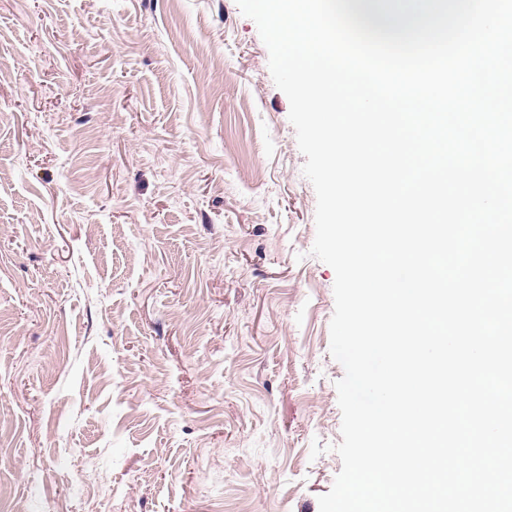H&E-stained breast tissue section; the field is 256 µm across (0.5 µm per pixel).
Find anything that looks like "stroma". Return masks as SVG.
Instances as JSON below:
<instances>
[{
    "instance_id": "1",
    "label": "stroma",
    "mask_w": 512,
    "mask_h": 512,
    "mask_svg": "<svg viewBox=\"0 0 512 512\" xmlns=\"http://www.w3.org/2000/svg\"><path fill=\"white\" fill-rule=\"evenodd\" d=\"M289 109L236 0H0V503L319 512L344 368Z\"/></svg>"
}]
</instances>
